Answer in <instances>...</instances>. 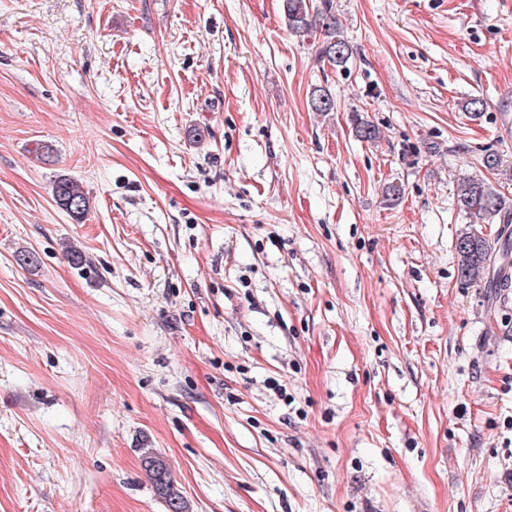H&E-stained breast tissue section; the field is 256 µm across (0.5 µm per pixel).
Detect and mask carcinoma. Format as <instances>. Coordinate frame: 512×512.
I'll return each instance as SVG.
<instances>
[{"label": "carcinoma", "instance_id": "cac0c4a2", "mask_svg": "<svg viewBox=\"0 0 512 512\" xmlns=\"http://www.w3.org/2000/svg\"><path fill=\"white\" fill-rule=\"evenodd\" d=\"M284 16L291 31L321 39L318 56L339 68H346L352 58L349 43L338 34L334 0H283ZM316 112H332L336 101L324 89L312 93ZM356 135L367 141L379 138V129L363 118H355ZM56 206L74 221L81 222L90 209V199L81 186L70 178H58L52 188ZM457 206L464 214L483 221L500 220L503 227L489 239L481 232H469L456 243L458 271L461 278L501 290L512 288V200L498 193L482 178L467 177L457 190ZM144 467L168 512H188V505L175 487L163 459L145 452Z\"/></svg>", "mask_w": 512, "mask_h": 512}]
</instances>
